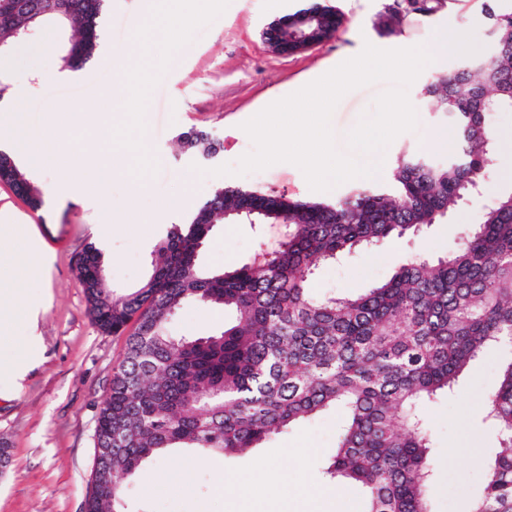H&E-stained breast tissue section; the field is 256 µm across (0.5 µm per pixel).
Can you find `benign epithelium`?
<instances>
[{
	"instance_id": "obj_1",
	"label": "benign epithelium",
	"mask_w": 512,
	"mask_h": 512,
	"mask_svg": "<svg viewBox=\"0 0 512 512\" xmlns=\"http://www.w3.org/2000/svg\"><path fill=\"white\" fill-rule=\"evenodd\" d=\"M325 15L334 16L336 11L323 6L300 9L269 23L262 32L263 39L281 55L303 52L328 38L325 27L316 24ZM92 480L98 491H107L112 487L108 470L99 460L95 462Z\"/></svg>"
}]
</instances>
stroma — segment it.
I'll list each match as a JSON object with an SVG mask.
<instances>
[{
	"label": "stroma",
	"instance_id": "35a3bbf8",
	"mask_svg": "<svg viewBox=\"0 0 512 512\" xmlns=\"http://www.w3.org/2000/svg\"><path fill=\"white\" fill-rule=\"evenodd\" d=\"M388 2L328 0L343 15V28L309 50L284 56L265 44L262 32L275 18L306 7L309 0H230L224 14L197 30L193 41L180 50L179 65L168 68L150 95L145 134L158 171L149 176L148 188L131 213L125 209L129 186L121 176H113L103 196L76 188V163L94 147L86 141H65L45 115L58 108L84 112L96 103L104 65L128 52L130 34L142 21L144 0H108L95 55L80 68L70 69L62 62L71 29L51 22L26 42L0 53V83L9 87L0 102V149H17L14 114L36 112L42 120L35 136L50 147L63 145L73 161L66 169L31 170L45 201L37 213L0 184V205H10L35 242L31 248L16 241L0 243V249L13 252L26 271L16 288L19 301L10 326L0 332V361L5 364L0 370V446L10 456L0 471V512H82L93 467L96 415L125 348L124 337L102 333L91 319L76 265L89 244L105 253L113 292L125 294L150 275L155 247L172 225L185 223L217 186L232 184L332 202L351 188L346 182L327 192L312 191L294 165H274L244 176L201 175L191 169L197 156L178 149L179 133L193 127L208 130L220 144L217 165L233 164L253 148L242 123L303 79L356 56L364 44L383 49L430 47L436 33L447 29L473 32L482 50L491 46L482 0H447L434 15L409 17L394 31L382 21ZM459 61L451 55L439 66H426L411 85L409 99L418 125L390 144L379 184L389 183L397 158L407 153H423L447 164V152L432 146L431 135L447 129L448 115L422 89L437 73L453 71ZM389 87V82H376L339 101L333 113L339 152H348L349 131ZM490 126L496 149L478 196L460 203L419 235L320 265L311 280L313 293L362 292L389 279L410 258L435 259L460 246L485 209L512 192V109L492 113ZM282 238L279 224H219L204 244L199 263L234 267L256 250L277 249ZM227 318L222 307L188 303L174 314L171 330L178 336H207ZM499 366L497 353L486 355L455 393L422 409L435 445V470L427 489L432 512H469L483 491V458L498 445L496 431L482 421L484 402L499 384ZM343 419L342 410L327 411L219 463L193 450H170L126 479L133 512H235L234 498L215 494V486L225 474L245 472L270 459L307 484L323 483ZM298 448L305 449V456H295ZM180 473L188 475V488L175 483Z\"/></svg>",
	"mask_w": 512,
	"mask_h": 512
}]
</instances>
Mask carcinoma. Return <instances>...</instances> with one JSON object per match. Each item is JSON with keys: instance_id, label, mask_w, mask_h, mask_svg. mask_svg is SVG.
I'll return each instance as SVG.
<instances>
[{"instance_id": "cac0c4a2", "label": "carcinoma", "mask_w": 512, "mask_h": 512, "mask_svg": "<svg viewBox=\"0 0 512 512\" xmlns=\"http://www.w3.org/2000/svg\"><path fill=\"white\" fill-rule=\"evenodd\" d=\"M47 0H0V49L35 26L71 24L64 52L98 46L106 0H68L66 15ZM442 0H390L384 18L399 27L429 16ZM496 17L495 50L483 68L438 74L425 87L448 114V164L401 156L387 187L358 186L336 202L219 186L176 224L135 291L116 297L102 252L91 244L77 270L94 324L127 335L94 435L112 437V494L91 489L83 512H127L120 479L172 448L210 458L255 448L296 422L340 407L346 420L326 473L364 493L362 512H430L433 442L421 403L452 391L489 352H500V382L485 419L498 433L482 496L471 512H512V194L488 207L454 252L413 259L359 295L318 297L314 270L370 245L420 232L473 194L494 154L486 115L512 108V13L483 0ZM183 149L217 154L210 132L179 134ZM32 210L42 192L18 165L0 164ZM287 226L278 249L260 250L227 270L198 264L200 246L221 220ZM222 305L231 320L212 335L175 336L182 304ZM133 331H128L130 322Z\"/></svg>"}]
</instances>
